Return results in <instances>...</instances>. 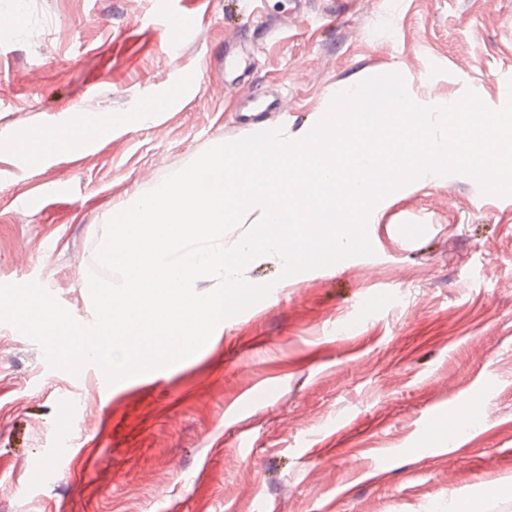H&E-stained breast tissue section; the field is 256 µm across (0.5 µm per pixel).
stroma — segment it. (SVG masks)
<instances>
[{"instance_id": "obj_1", "label": "stroma", "mask_w": 512, "mask_h": 512, "mask_svg": "<svg viewBox=\"0 0 512 512\" xmlns=\"http://www.w3.org/2000/svg\"><path fill=\"white\" fill-rule=\"evenodd\" d=\"M188 36L151 0H0V284L34 279L78 321L94 316L75 269L96 265L114 210L206 149L252 134L240 92L287 94L268 128L300 135L331 97L398 73L410 95L492 108L512 92V0H202ZM250 52L224 65L225 46ZM164 102L143 124L124 115ZM104 123L81 152L17 160L15 134ZM375 253L280 279L193 356L79 406L58 453V403L78 377L0 324V512H512V196L463 175L418 179L368 219ZM484 401L486 420L437 436Z\"/></svg>"}]
</instances>
